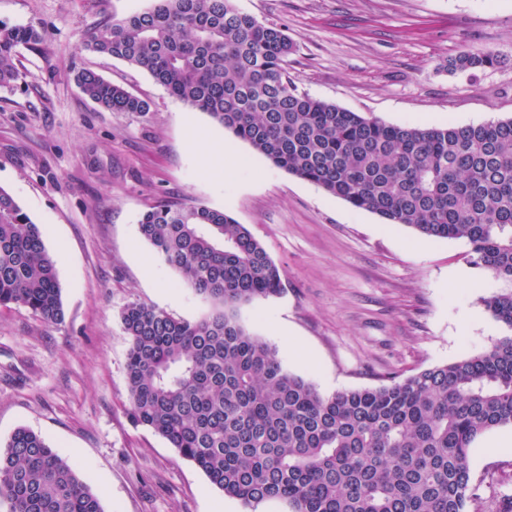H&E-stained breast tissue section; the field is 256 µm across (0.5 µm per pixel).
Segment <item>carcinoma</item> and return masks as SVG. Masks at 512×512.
<instances>
[{
	"instance_id": "cac0c4a2",
	"label": "carcinoma",
	"mask_w": 512,
	"mask_h": 512,
	"mask_svg": "<svg viewBox=\"0 0 512 512\" xmlns=\"http://www.w3.org/2000/svg\"><path fill=\"white\" fill-rule=\"evenodd\" d=\"M44 40L0 22V87L18 77L16 48ZM81 48L143 69L167 93L208 113L278 168L356 210L436 239H465L471 262L510 288L483 299L512 328V119L467 126H396L298 90L285 62L287 30L234 0H154L86 30ZM462 51L450 72L493 67ZM83 93L112 112L149 104L94 71ZM158 259L209 307L197 321L131 303L129 411L212 484L253 510L470 512V451L512 426V336L476 355L377 388L321 394L289 372L277 349L237 317L280 293L267 250L230 215L157 202L138 222ZM64 319L57 260L44 233L0 188V306ZM8 512H103L75 464L27 427L0 447Z\"/></svg>"
}]
</instances>
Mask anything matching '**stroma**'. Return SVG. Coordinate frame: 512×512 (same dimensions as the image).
I'll return each mask as SVG.
<instances>
[{"instance_id":"1","label":"stroma","mask_w":512,"mask_h":512,"mask_svg":"<svg viewBox=\"0 0 512 512\" xmlns=\"http://www.w3.org/2000/svg\"><path fill=\"white\" fill-rule=\"evenodd\" d=\"M151 0H0V21L44 31L17 47L0 88V187L57 259L64 320L0 307V442L20 426L74 460L104 512H250L129 414L121 314L137 302L199 319L205 304L138 232L157 201L244 224L281 268L280 295L240 306L289 372L324 395L375 388L482 352L512 335L484 304L504 284L463 239H430L353 209L276 167L145 71L81 49L106 17ZM286 28L299 90L399 126L512 118V0H235ZM496 66L451 74L463 51ZM89 69L150 103L111 112L87 98ZM226 152L208 158V144ZM478 512H512V427L474 443Z\"/></svg>"}]
</instances>
